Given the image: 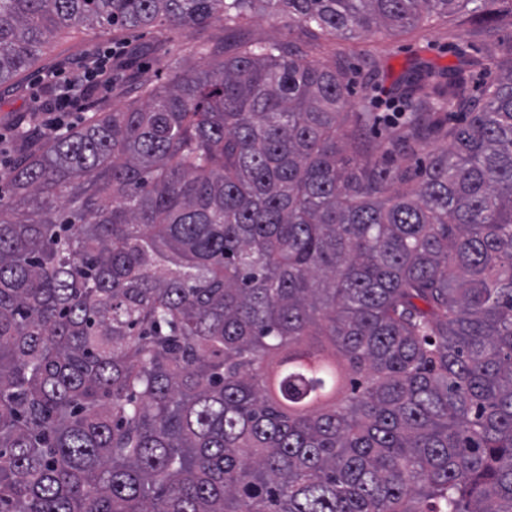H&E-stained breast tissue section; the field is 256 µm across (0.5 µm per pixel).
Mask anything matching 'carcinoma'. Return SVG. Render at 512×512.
<instances>
[{"mask_svg": "<svg viewBox=\"0 0 512 512\" xmlns=\"http://www.w3.org/2000/svg\"><path fill=\"white\" fill-rule=\"evenodd\" d=\"M503 0H0V85L88 28L218 32L46 136L0 190V512H512V27ZM465 10L380 155L352 72L267 42ZM383 71L352 111L375 123ZM457 109L458 120L447 117ZM248 26L261 38L278 41L288 38V18L274 17L268 11H257L248 18Z\"/></svg>", "mask_w": 512, "mask_h": 512, "instance_id": "carcinoma-1", "label": "carcinoma"}]
</instances>
